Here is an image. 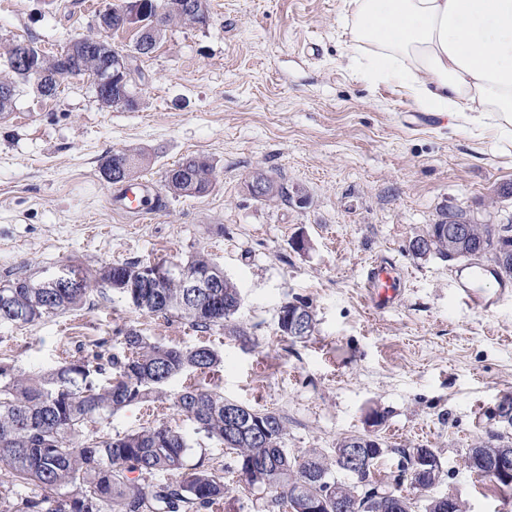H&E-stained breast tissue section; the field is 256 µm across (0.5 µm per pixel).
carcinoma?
Segmentation results:
<instances>
[{
  "label": "carcinoma",
  "instance_id": "obj_1",
  "mask_svg": "<svg viewBox=\"0 0 512 512\" xmlns=\"http://www.w3.org/2000/svg\"><path fill=\"white\" fill-rule=\"evenodd\" d=\"M150 10H159L149 42L136 39L128 50L131 63L151 54L161 33L174 21L182 20L166 10L169 0H147ZM17 45L6 51V63L14 80L0 82V114L12 111L17 88L34 82L44 95L56 92L58 81L70 70L94 75L112 59V45L100 39L80 38L55 55H44L34 62L35 71L25 73L14 67ZM144 162L139 150H127L106 157L102 164L105 179L123 181L121 171L128 166L136 175ZM165 183L172 194L193 198L206 196L212 189V167L200 157H188L166 171ZM467 218L458 209L442 214L427 232L410 240L408 251L416 258L436 253L448 259L490 257L500 272L512 276V226L493 224L465 225L458 236L454 218ZM424 247H419V243ZM174 273L160 288H141L135 308L187 320L200 331L231 328L244 335L233 316L238 311L239 290L230 280L214 289L210 297H189L184 280L190 275H211L217 265L203 254L191 261L172 264ZM140 264L112 263L92 274L71 268L80 279L77 286L31 288L24 276L0 285V324H31L46 317L81 308L93 286L115 285L113 292L122 298L128 289L120 287L136 276ZM104 339L98 351L66 360L58 367L29 376L18 375L14 367L0 361V512H201L224 498V476L199 460L189 467L186 457L190 445L178 430L164 424L140 431L112 436L107 428L112 416L133 403L155 399L174 376L185 371H212L222 362L221 355L209 346L181 349L150 342L138 331L129 329L123 336L127 352L105 355ZM508 411L495 419L497 428L488 440L466 453L465 464L474 471L472 461L490 463L505 449L512 450V392ZM177 411L195 425V430L224 443L234 454L236 471L246 485L268 495L269 512L287 506L291 512H310L317 503L320 512H336V500L350 505L349 512H394L390 502L375 493L381 488L375 472L359 476L349 473L340 480L341 451L360 435L342 438L336 456L330 458L311 449L289 455L281 448L285 426L273 411H259L224 399L213 390L189 386L175 401ZM228 409L245 416L232 424ZM429 467L419 470L411 486L424 498L423 512H447L448 503L425 496L439 481L441 466L431 449ZM168 472L170 483H156L154 476Z\"/></svg>",
  "mask_w": 512,
  "mask_h": 512
}]
</instances>
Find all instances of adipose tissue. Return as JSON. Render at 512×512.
Returning <instances> with one entry per match:
<instances>
[{"mask_svg": "<svg viewBox=\"0 0 512 512\" xmlns=\"http://www.w3.org/2000/svg\"><path fill=\"white\" fill-rule=\"evenodd\" d=\"M358 60L421 109L512 124V0H346Z\"/></svg>", "mask_w": 512, "mask_h": 512, "instance_id": "adipose-tissue-1", "label": "adipose tissue"}]
</instances>
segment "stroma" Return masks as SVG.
<instances>
[{
    "label": "stroma",
    "instance_id": "stroma-1",
    "mask_svg": "<svg viewBox=\"0 0 512 512\" xmlns=\"http://www.w3.org/2000/svg\"><path fill=\"white\" fill-rule=\"evenodd\" d=\"M126 2L78 0L69 13L60 0H0V53L28 38L54 53L99 36L98 11ZM208 4L207 26L172 23L142 57L136 110L101 106L81 77L61 79L50 97L20 86L0 117V282L49 278L66 265L184 263L201 252L240 291L241 335L201 332L94 292L79 310L0 326V361L43 373L104 338L122 352L130 328L219 351L221 366L173 377L159 398L125 407L111 424L121 435L160 423L180 430L188 464L202 459L224 473L212 512H263L264 500L239 479L223 443L177 412L188 386L283 416L291 455L330 456L343 437L376 435L386 452L375 474L386 489L398 485V449H434L442 462L434 495L456 494L468 512H512L464 463L512 391V295L471 309L456 286L461 261L407 250L449 208L512 224V199L494 195L512 184V126L492 115L432 120L400 82L360 73L344 0ZM132 148L149 158L139 182L162 188L167 169L203 156L212 190L193 198L162 189L149 215L114 210L100 165ZM257 171L304 189L308 204L255 201L247 183ZM299 237L305 250L292 246ZM380 254L410 272L400 301L382 312L363 288L367 262ZM288 301L312 312L308 341L281 336ZM374 410L384 418L372 425Z\"/></svg>",
    "mask_w": 512,
    "mask_h": 512
}]
</instances>
